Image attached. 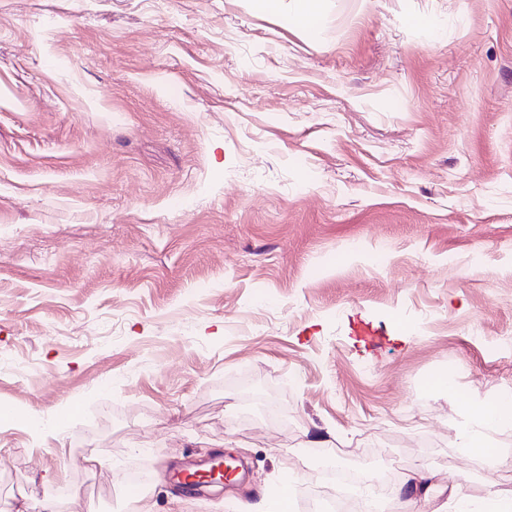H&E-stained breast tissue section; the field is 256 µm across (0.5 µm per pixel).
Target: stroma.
I'll list each match as a JSON object with an SVG mask.
<instances>
[{
  "instance_id": "1",
  "label": "stroma",
  "mask_w": 512,
  "mask_h": 512,
  "mask_svg": "<svg viewBox=\"0 0 512 512\" xmlns=\"http://www.w3.org/2000/svg\"><path fill=\"white\" fill-rule=\"evenodd\" d=\"M509 393L512 0H0V512L310 498L317 446L478 499ZM317 0H291V13L294 20L301 26L311 28L316 19ZM468 420L460 431L459 447L475 459L483 460L489 469L512 467V452L492 448L490 436L496 429L512 425V397L488 403H467ZM223 461L224 456L218 454L209 461L181 470L175 475L177 487L187 493L205 494L208 488L224 482Z\"/></svg>"
}]
</instances>
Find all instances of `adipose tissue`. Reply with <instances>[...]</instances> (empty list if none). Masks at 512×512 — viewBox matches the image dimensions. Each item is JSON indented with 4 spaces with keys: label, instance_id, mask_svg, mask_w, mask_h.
Returning a JSON list of instances; mask_svg holds the SVG:
<instances>
[{
    "label": "adipose tissue",
    "instance_id": "1",
    "mask_svg": "<svg viewBox=\"0 0 512 512\" xmlns=\"http://www.w3.org/2000/svg\"><path fill=\"white\" fill-rule=\"evenodd\" d=\"M468 420L460 431L459 446L475 459L483 460L488 468L512 467V452L491 444L496 429L512 425V397H502L487 403L466 404Z\"/></svg>",
    "mask_w": 512,
    "mask_h": 512
}]
</instances>
